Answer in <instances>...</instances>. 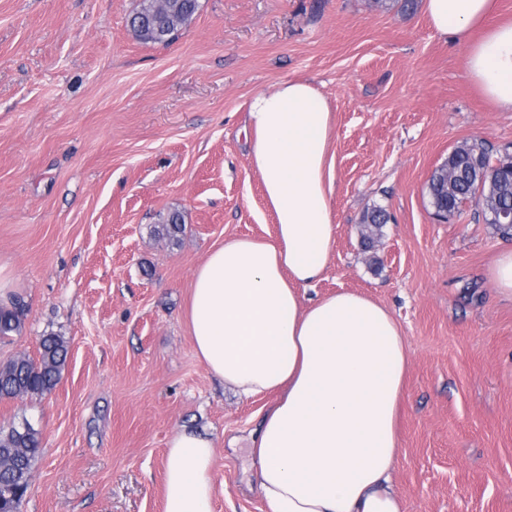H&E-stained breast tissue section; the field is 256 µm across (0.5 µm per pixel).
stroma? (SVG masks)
<instances>
[{
  "instance_id": "obj_1",
  "label": "stroma",
  "mask_w": 512,
  "mask_h": 512,
  "mask_svg": "<svg viewBox=\"0 0 512 512\" xmlns=\"http://www.w3.org/2000/svg\"><path fill=\"white\" fill-rule=\"evenodd\" d=\"M139 0H0V302L23 298L0 364L67 340L57 386L0 400L42 438L20 512H164L181 430L218 456L214 512H267L250 434L274 397L236 396L196 357L194 270L225 241L275 233L252 165L251 99L288 78L333 111L327 267L304 299L386 307L407 342L393 480L404 512H512V300L488 272L512 235L475 205L437 220L432 172L456 146L512 154V112L476 92L465 48L401 0H198L168 43ZM391 219L373 249L367 208ZM177 209V244L155 238Z\"/></svg>"
}]
</instances>
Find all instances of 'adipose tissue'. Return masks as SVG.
I'll return each mask as SVG.
<instances>
[{
    "mask_svg": "<svg viewBox=\"0 0 512 512\" xmlns=\"http://www.w3.org/2000/svg\"><path fill=\"white\" fill-rule=\"evenodd\" d=\"M439 35L467 49L480 96L512 112V20L498 0H424ZM250 157L276 218L268 239L235 238L192 276L196 357L243 397L276 393L251 437L268 512H403L393 483L407 350L392 314L349 291L304 303L320 280L335 227L333 112L304 79L257 94ZM214 441L185 430L164 469L165 512H213Z\"/></svg>",
    "mask_w": 512,
    "mask_h": 512,
    "instance_id": "obj_1",
    "label": "adipose tissue"
}]
</instances>
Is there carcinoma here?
Wrapping results in <instances>:
<instances>
[{"mask_svg": "<svg viewBox=\"0 0 512 512\" xmlns=\"http://www.w3.org/2000/svg\"><path fill=\"white\" fill-rule=\"evenodd\" d=\"M197 10V0H142L131 18L130 26L138 37L163 43L187 25ZM488 157L483 144L464 143L431 175L428 185L429 204L439 211L444 203L453 206L466 199L474 200L488 224L506 206H512V171L496 170L483 174L473 162ZM385 209L373 206L364 212L362 223L370 234L388 223ZM183 232V217L172 210L161 217L154 233L176 243ZM24 324V304L13 300L0 305V340L20 333ZM68 356L64 337L49 333L42 337L38 359L18 356L0 365V399L22 396L39 397L58 384ZM41 451L39 432L28 422L0 427V512H19L23 492L29 487L33 465Z\"/></svg>", "mask_w": 512, "mask_h": 512, "instance_id": "obj_1", "label": "carcinoma"}]
</instances>
